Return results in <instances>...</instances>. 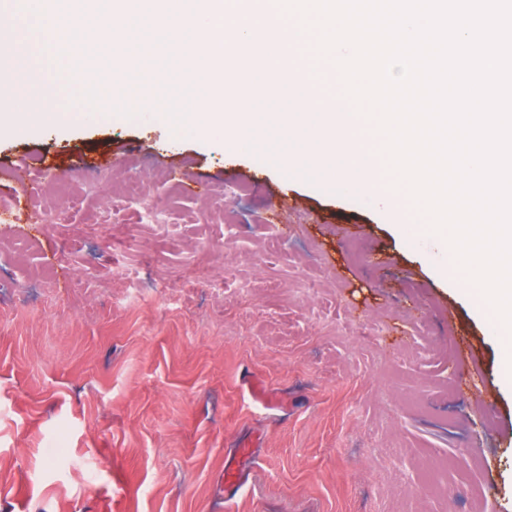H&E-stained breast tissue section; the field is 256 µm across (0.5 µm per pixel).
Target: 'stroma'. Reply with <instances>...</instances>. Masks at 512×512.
<instances>
[{"label": "stroma", "mask_w": 512, "mask_h": 512, "mask_svg": "<svg viewBox=\"0 0 512 512\" xmlns=\"http://www.w3.org/2000/svg\"><path fill=\"white\" fill-rule=\"evenodd\" d=\"M129 97L0 128V512H512V335L426 221Z\"/></svg>", "instance_id": "obj_1"}]
</instances>
